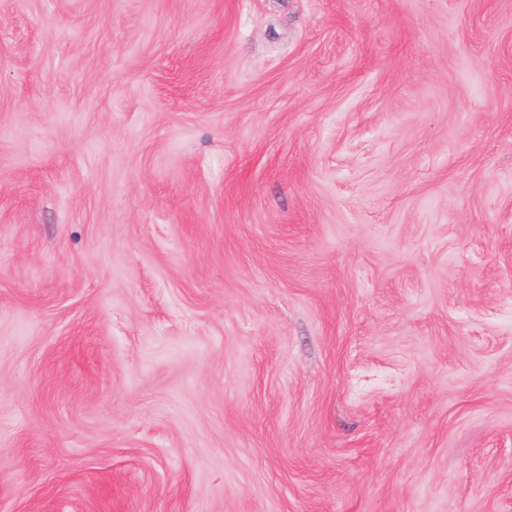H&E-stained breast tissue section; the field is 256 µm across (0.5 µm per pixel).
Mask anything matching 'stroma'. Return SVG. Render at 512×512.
Returning <instances> with one entry per match:
<instances>
[{"mask_svg": "<svg viewBox=\"0 0 512 512\" xmlns=\"http://www.w3.org/2000/svg\"><path fill=\"white\" fill-rule=\"evenodd\" d=\"M0 512H512V0H0Z\"/></svg>", "mask_w": 512, "mask_h": 512, "instance_id": "1", "label": "stroma"}]
</instances>
